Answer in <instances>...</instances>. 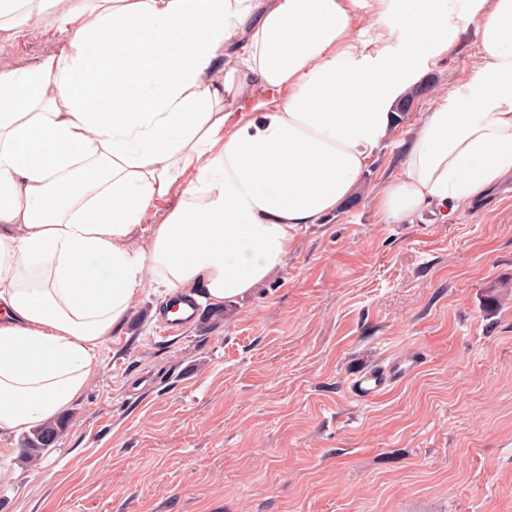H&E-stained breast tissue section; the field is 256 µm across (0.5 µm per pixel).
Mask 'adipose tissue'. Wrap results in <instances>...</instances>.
<instances>
[{"instance_id": "obj_1", "label": "adipose tissue", "mask_w": 512, "mask_h": 512, "mask_svg": "<svg viewBox=\"0 0 512 512\" xmlns=\"http://www.w3.org/2000/svg\"><path fill=\"white\" fill-rule=\"evenodd\" d=\"M0 0V35L63 45L0 67V432L64 413L139 291L249 296L357 190L425 61L474 34L436 93L383 221L447 216L512 175V0ZM283 92L230 123L253 86ZM175 198L163 221L148 211Z\"/></svg>"}]
</instances>
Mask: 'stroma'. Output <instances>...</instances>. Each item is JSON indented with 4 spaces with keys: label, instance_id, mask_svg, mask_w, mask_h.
Instances as JSON below:
<instances>
[{
    "label": "stroma",
    "instance_id": "35a3bbf8",
    "mask_svg": "<svg viewBox=\"0 0 512 512\" xmlns=\"http://www.w3.org/2000/svg\"><path fill=\"white\" fill-rule=\"evenodd\" d=\"M60 43L47 24L0 36V64ZM478 63L468 45L429 65L359 190L223 321L205 302L165 334L164 293L142 289L58 444L32 466L0 435V512H512V179L445 222L387 224L370 201L436 90ZM412 348L411 377L350 395ZM425 363L423 355L410 351L404 356L365 369L349 380V392L357 400L366 401L382 395L418 371Z\"/></svg>",
    "mask_w": 512,
    "mask_h": 512
}]
</instances>
